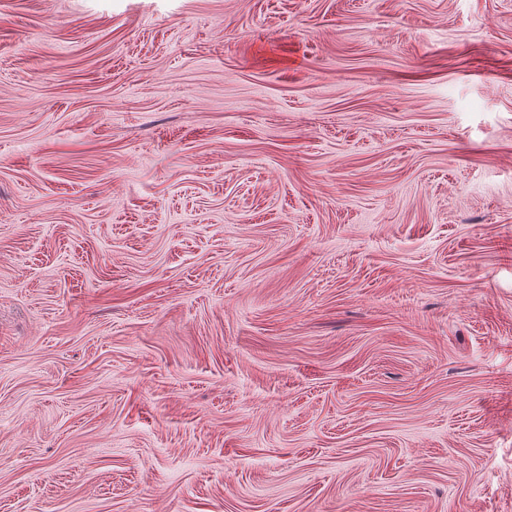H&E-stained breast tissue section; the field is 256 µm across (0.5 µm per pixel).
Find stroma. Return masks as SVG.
<instances>
[{"mask_svg":"<svg viewBox=\"0 0 512 512\" xmlns=\"http://www.w3.org/2000/svg\"><path fill=\"white\" fill-rule=\"evenodd\" d=\"M0 512H512V0H0Z\"/></svg>","mask_w":512,"mask_h":512,"instance_id":"1","label":"stroma"}]
</instances>
